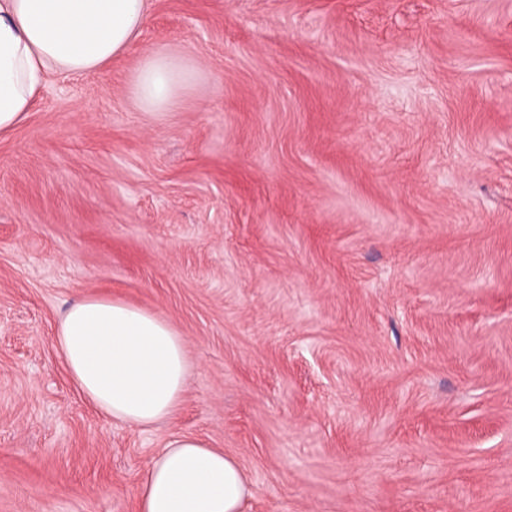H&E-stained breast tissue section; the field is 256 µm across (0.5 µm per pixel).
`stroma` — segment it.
Masks as SVG:
<instances>
[{"mask_svg":"<svg viewBox=\"0 0 512 512\" xmlns=\"http://www.w3.org/2000/svg\"><path fill=\"white\" fill-rule=\"evenodd\" d=\"M163 46L200 78L139 111ZM80 296L179 331L168 421L72 384ZM179 435L243 512H512V0H150L0 135V512H137Z\"/></svg>","mask_w":512,"mask_h":512,"instance_id":"stroma-1","label":"stroma"}]
</instances>
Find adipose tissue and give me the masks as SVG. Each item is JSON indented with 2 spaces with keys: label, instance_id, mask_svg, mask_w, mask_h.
<instances>
[{
  "label": "adipose tissue",
  "instance_id": "adipose-tissue-1",
  "mask_svg": "<svg viewBox=\"0 0 512 512\" xmlns=\"http://www.w3.org/2000/svg\"><path fill=\"white\" fill-rule=\"evenodd\" d=\"M148 0H0V133L21 125L52 74L98 71L141 35ZM176 48L154 51L132 79L144 111L174 107L196 80ZM71 381L96 409L136 427L170 418L189 372L185 342L159 314L120 300L83 296L55 332ZM239 462L203 439H171L145 470L139 512H242Z\"/></svg>",
  "mask_w": 512,
  "mask_h": 512
}]
</instances>
